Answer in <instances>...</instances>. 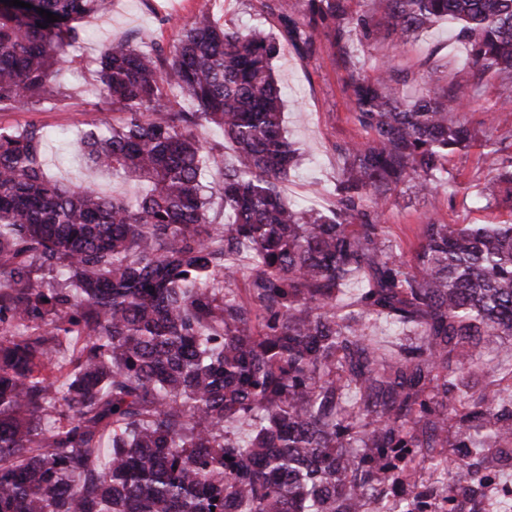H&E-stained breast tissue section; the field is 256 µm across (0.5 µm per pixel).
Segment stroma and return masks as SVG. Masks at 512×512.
Returning <instances> with one entry per match:
<instances>
[{
  "mask_svg": "<svg viewBox=\"0 0 512 512\" xmlns=\"http://www.w3.org/2000/svg\"><path fill=\"white\" fill-rule=\"evenodd\" d=\"M202 11L215 14L231 29H256L276 38L282 35L265 8V0H109L105 10L78 23L85 33L78 49L84 67L58 76L62 90L59 100L36 109L18 107L0 112V124L34 122L49 131L42 154L47 173L55 179L93 182L106 193H121V184L90 168L80 154L65 148L55 135L63 131L73 141L88 125L111 121L112 110L100 105L96 97L95 71L105 44L130 36L144 46L172 44L180 29ZM337 57L336 48L319 34L313 54L301 56L287 46L273 61L274 77L284 95V133L304 153L300 168L284 184L283 192L302 209L332 206L340 146L368 139L353 119L352 106L343 92L345 72ZM361 60L369 69L382 62L393 66L402 78L399 89L405 99L418 98L428 88L445 87L469 99L466 118L479 138L512 129V110L499 113L497 129L483 125V114L497 100L499 86L496 81H485L480 97H473L467 45L454 28L436 27L399 45L389 39L379 41ZM447 167L452 180L439 188L436 202L411 198L405 187L389 199L381 222L404 251L417 246L422 225L431 219L444 224L501 221V212L480 207L479 196L491 179L481 148L475 145L450 155Z\"/></svg>",
  "mask_w": 512,
  "mask_h": 512,
  "instance_id": "1",
  "label": "stroma"
}]
</instances>
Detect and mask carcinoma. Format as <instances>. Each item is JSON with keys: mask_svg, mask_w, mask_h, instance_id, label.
Returning <instances> with one entry per match:
<instances>
[{"mask_svg": "<svg viewBox=\"0 0 512 512\" xmlns=\"http://www.w3.org/2000/svg\"><path fill=\"white\" fill-rule=\"evenodd\" d=\"M302 2L266 8L298 54L317 33L337 47L369 135L340 148L330 210L283 193L301 153L280 43L209 13L171 45L100 54L96 92L120 119L72 146L129 194L49 178L43 128L0 125V512H368L371 496L376 512H478L483 482L512 469V375L471 379L512 339V154L482 143L483 208L511 219L431 220L406 259L380 211L401 185L425 198L448 182L475 133L457 93L407 101L394 70L354 55L448 24L509 110L512 0ZM106 3H0V109L54 101L76 22ZM212 126L233 151L217 184ZM377 321L403 331L397 354L372 342Z\"/></svg>", "mask_w": 512, "mask_h": 512, "instance_id": "1", "label": "carcinoma"}]
</instances>
